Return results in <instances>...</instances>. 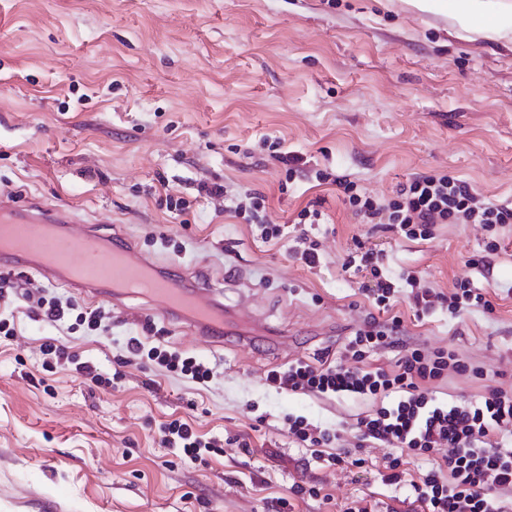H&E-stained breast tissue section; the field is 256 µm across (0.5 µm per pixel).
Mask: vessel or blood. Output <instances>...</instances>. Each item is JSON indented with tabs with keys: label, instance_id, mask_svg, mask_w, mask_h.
<instances>
[{
	"label": "vessel or blood",
	"instance_id": "1",
	"mask_svg": "<svg viewBox=\"0 0 512 512\" xmlns=\"http://www.w3.org/2000/svg\"><path fill=\"white\" fill-rule=\"evenodd\" d=\"M74 216L35 199L16 203L0 198V256L20 269L33 268L57 283L111 299L134 287L167 312H179L196 337L221 338L224 314L205 285L185 290L184 273L160 274L156 264L130 245L111 248L91 232L74 233Z\"/></svg>",
	"mask_w": 512,
	"mask_h": 512
}]
</instances>
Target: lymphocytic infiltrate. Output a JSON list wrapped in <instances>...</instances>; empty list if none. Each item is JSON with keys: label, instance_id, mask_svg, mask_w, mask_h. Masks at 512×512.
<instances>
[{"label": "lymphocytic infiltrate", "instance_id": "obj_1", "mask_svg": "<svg viewBox=\"0 0 512 512\" xmlns=\"http://www.w3.org/2000/svg\"><path fill=\"white\" fill-rule=\"evenodd\" d=\"M337 187L357 213L367 220L387 215L388 229L400 230L409 239L427 240L440 224H480L489 233L486 250H500L498 230L512 224V206L482 200L466 182L446 174H424L398 188L393 198L380 201L362 195L353 182L341 180ZM348 264L368 268L376 280L375 305L385 313V320L369 322L358 330L346 347L353 359L345 366L328 358L318 364L296 361L287 369L272 372L268 379L278 388L302 394L380 395L387 398L376 416L360 419L358 430L362 440L378 442L388 448L382 481L399 484L405 458L430 455L441 444H448V456L433 462L420 481L412 483L413 500L422 512H512V504L497 497V490L512 488V445L495 439L494 431L512 424V392L493 385L486 386L481 400L445 403L433 395L431 383L448 372H484L471 367L450 349L403 346L402 321L391 308L398 286L415 291L417 317L435 312L447 305L452 317L479 309L493 311L494 305L485 293L473 288L470 281L460 280L450 294L431 288L417 289L414 272L392 273L384 265V256L362 248L348 257ZM33 314L42 321L58 323L74 318L76 326L98 329L104 317L100 308L74 309L58 298L41 299ZM403 347L395 371L366 364L369 350ZM131 353L147 352L167 371L201 384L210 370L193 357L157 347L144 349L139 339L128 342ZM448 480H441V473Z\"/></svg>", "mask_w": 512, "mask_h": 512}]
</instances>
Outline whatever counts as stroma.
Wrapping results in <instances>:
<instances>
[{
    "label": "stroma",
    "instance_id": "35a3bbf8",
    "mask_svg": "<svg viewBox=\"0 0 512 512\" xmlns=\"http://www.w3.org/2000/svg\"><path fill=\"white\" fill-rule=\"evenodd\" d=\"M275 142L375 198L448 173L512 204V41L405 0H0V193L74 210L105 240L180 265L225 313L210 342L138 296L106 303L107 327L91 333L0 304L15 327L0 334V512H346L356 499L412 512L409 482L429 462L409 460L404 484L387 486L386 449L358 443V419L381 399L267 379L342 358L375 315L371 275L341 268L357 236L422 286L446 294L466 278L486 291L490 314L441 307L418 320L406 298L396 310L412 342L456 348L512 389V225L482 264L479 224H441L428 240L373 228L336 186L288 179ZM215 182L264 193L272 224L321 202L320 265L261 242L204 195ZM169 194L186 208L167 209ZM132 337L206 363L207 383L133 356ZM51 339L102 382L44 356ZM288 414L339 431L360 465L312 458L283 430ZM176 419L220 448L184 463L159 434ZM296 484L315 495L295 496Z\"/></svg>",
    "mask_w": 512,
    "mask_h": 512
}]
</instances>
